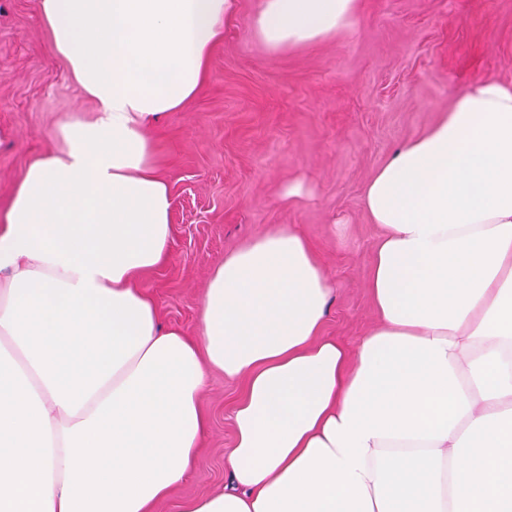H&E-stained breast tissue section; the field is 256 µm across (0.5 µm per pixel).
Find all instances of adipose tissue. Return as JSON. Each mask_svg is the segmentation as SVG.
<instances>
[{
  "instance_id": "ef3b65f1",
  "label": "adipose tissue",
  "mask_w": 512,
  "mask_h": 512,
  "mask_svg": "<svg viewBox=\"0 0 512 512\" xmlns=\"http://www.w3.org/2000/svg\"><path fill=\"white\" fill-rule=\"evenodd\" d=\"M36 7L97 115L0 223V512H151L191 467L209 368L247 392L229 483L187 512H512V83L471 84L364 185L383 234L355 347L323 336L335 283L292 224L214 269L197 345L137 285L171 239L146 130L197 94L237 0ZM359 14L260 0L252 26L285 52Z\"/></svg>"
}]
</instances>
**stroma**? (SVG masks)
<instances>
[{
	"label": "stroma",
	"mask_w": 512,
	"mask_h": 512,
	"mask_svg": "<svg viewBox=\"0 0 512 512\" xmlns=\"http://www.w3.org/2000/svg\"><path fill=\"white\" fill-rule=\"evenodd\" d=\"M259 4L239 0L197 95L148 130L170 188L171 244L140 283L163 327L200 341L211 270L242 242L295 224L336 284L323 333L352 346L375 323L367 283L380 230L362 189L467 86L512 83V0H361L352 31L283 53L253 34ZM96 112L53 56L35 0H0V215L31 159L63 149L59 125ZM293 181L312 202H283ZM244 388L207 372L193 469L153 512H184L223 490L234 445L227 413Z\"/></svg>",
	"instance_id": "obj_1"
}]
</instances>
